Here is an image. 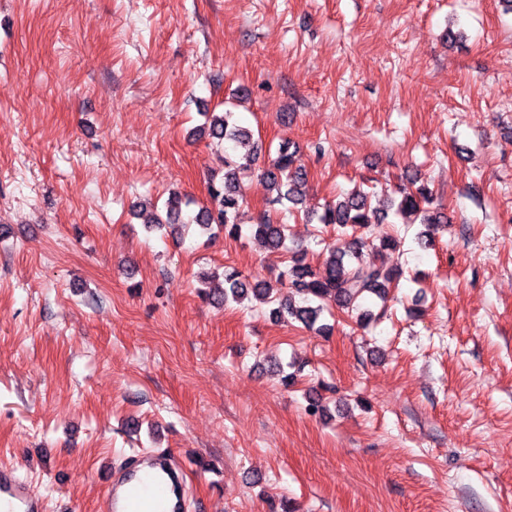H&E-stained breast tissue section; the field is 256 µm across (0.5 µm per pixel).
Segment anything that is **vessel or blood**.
<instances>
[{"label":"vessel or blood","instance_id":"obj_1","mask_svg":"<svg viewBox=\"0 0 512 512\" xmlns=\"http://www.w3.org/2000/svg\"><path fill=\"white\" fill-rule=\"evenodd\" d=\"M101 474L108 491L106 512H188L183 478L174 456L159 451L134 455L118 465L105 464ZM0 512H45V502L20 480L14 467L0 465Z\"/></svg>","mask_w":512,"mask_h":512}]
</instances>
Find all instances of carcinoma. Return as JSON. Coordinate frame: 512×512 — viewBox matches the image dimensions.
Returning a JSON list of instances; mask_svg holds the SVG:
<instances>
[{
	"mask_svg": "<svg viewBox=\"0 0 512 512\" xmlns=\"http://www.w3.org/2000/svg\"><path fill=\"white\" fill-rule=\"evenodd\" d=\"M208 136L218 144L242 145L250 140L251 133L237 124L231 111L212 113L209 118ZM258 176L275 193L271 202L278 205L303 203V187L307 181L306 172L295 165L294 153L290 146L282 145L277 155L263 163ZM240 169L232 155L224 152V181L220 185H209V201L200 203L186 194L170 193L165 203V214H152L147 228H169L177 234L180 229L197 225L202 233L211 235L213 230L224 231L231 237L242 234L239 222L243 199L238 195ZM432 193L422 185L413 190L400 191V198L393 199L381 215L371 210L367 192L355 190L336 202L325 206L322 214L316 216L318 223L347 226L371 231L376 220H385L394 215L402 220L413 219L430 228L448 223V215L431 208ZM251 236L270 250H278L285 240L284 226L264 219L250 227ZM366 241L354 240L347 251L328 249V257L316 269L296 260L287 273L277 278L276 283H251L239 270L224 273V287L208 289L205 295L212 302L223 305L228 302L240 303L254 297L264 303H279L273 314L283 319H294L308 328L314 327L325 307L333 303L342 309L370 293L380 299L386 298L388 288L396 280V274L381 266L367 263L363 258Z\"/></svg>",
	"mask_w": 512,
	"mask_h": 512,
	"instance_id": "cac0c4a2",
	"label": "carcinoma"
}]
</instances>
